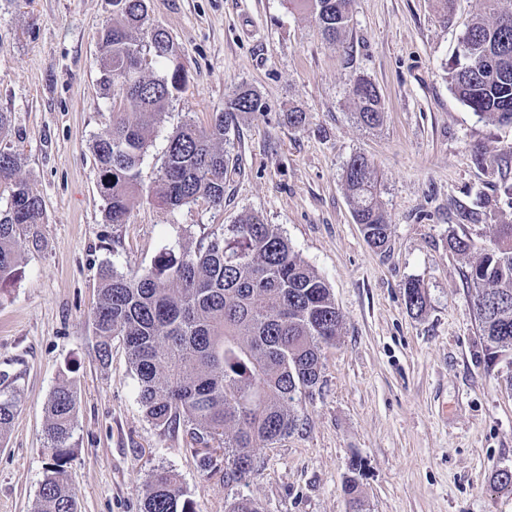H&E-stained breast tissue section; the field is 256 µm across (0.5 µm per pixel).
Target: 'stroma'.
I'll return each mask as SVG.
<instances>
[{
    "label": "stroma",
    "instance_id": "stroma-1",
    "mask_svg": "<svg viewBox=\"0 0 512 512\" xmlns=\"http://www.w3.org/2000/svg\"><path fill=\"white\" fill-rule=\"evenodd\" d=\"M147 24L169 34L188 75L150 136L141 166L152 188L169 136L185 119L208 127L226 94L245 84L265 108L240 114L223 148L236 163L224 206L172 211L137 202L108 224L97 189L95 139L112 125L99 86L98 40L112 0H0V148L43 203L39 246L0 290V389L19 407L0 438V512H32L46 462L51 392L78 394L68 470L79 512H142L151 474L176 472L199 512L235 499L263 512H512V366L485 363V342L455 237L493 243L512 222V125L480 116L446 72L482 0H350L340 46L311 9L289 0H147ZM370 78L382 125L361 124L351 79ZM305 112L288 127V110ZM371 162L391 224L384 248L356 224L343 181L352 156ZM250 213L281 229L328 284L341 314L320 380L298 395L299 427L263 449L249 480L201 471L183 436L149 422L121 342L101 363L91 312L102 266L130 276L161 252L195 246ZM419 284L423 312L404 288Z\"/></svg>",
    "mask_w": 512,
    "mask_h": 512
}]
</instances>
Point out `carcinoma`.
<instances>
[{"mask_svg":"<svg viewBox=\"0 0 512 512\" xmlns=\"http://www.w3.org/2000/svg\"><path fill=\"white\" fill-rule=\"evenodd\" d=\"M315 14L331 44L341 42L350 22L349 0H296ZM501 0H483L459 38L448 84L472 111L512 124V10ZM112 23L99 36L103 97L130 108L113 113L112 127L93 143L97 187L108 224H127L134 202L147 199L170 210L204 199L224 206L230 158L219 148L242 112L263 107L258 93L239 87L228 96L207 128L186 119L168 139L155 187L143 194L140 165L150 132L166 107L186 90L187 75L176 63L168 33L158 27L138 41L133 32L147 21L146 0H112ZM166 65L159 77L145 75L150 63ZM358 119L383 123L377 86L364 76L349 84ZM21 154L0 149V187L8 191L0 208V289L18 278L23 246L38 245L32 229L43 223L41 199L17 177ZM344 181L355 222L367 241L383 247L390 224L377 200L369 160L350 159ZM451 248L472 256L465 278L474 290L473 308L489 361L512 364V224L482 246L456 238ZM409 309L422 311L419 285L404 289ZM340 312L325 281L292 249L272 224L245 214L222 226L193 249L160 253L152 265L125 276L101 267L93 310L100 361L107 363L119 339L139 381L138 399L146 418L163 431L186 433L201 470L218 469L224 449L232 475L248 478L259 452L298 425L295 397L319 381L323 349L336 341ZM17 393L0 390V435L17 414ZM77 395L56 387L47 406L44 435L47 462L33 512H78L67 475ZM142 512H197L178 475L156 471Z\"/></svg>","mask_w":512,"mask_h":512,"instance_id":"carcinoma-1","label":"carcinoma"}]
</instances>
